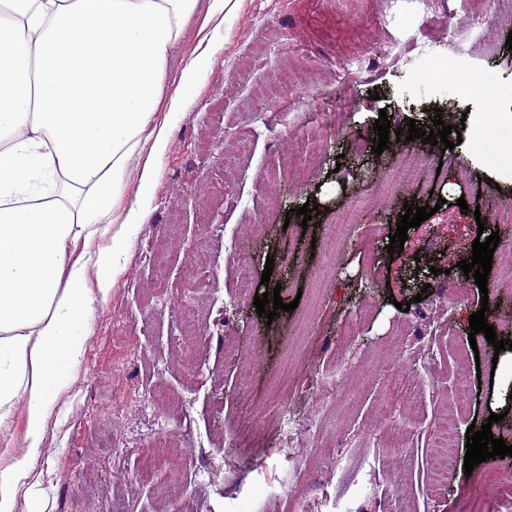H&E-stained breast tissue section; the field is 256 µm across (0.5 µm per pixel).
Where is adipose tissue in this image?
Segmentation results:
<instances>
[{"instance_id":"1","label":"adipose tissue","mask_w":512,"mask_h":512,"mask_svg":"<svg viewBox=\"0 0 512 512\" xmlns=\"http://www.w3.org/2000/svg\"><path fill=\"white\" fill-rule=\"evenodd\" d=\"M197 2L0 0V424L23 404L28 446L0 467V512H15L93 306L143 221L113 203ZM474 139L512 177V113H482Z\"/></svg>"}]
</instances>
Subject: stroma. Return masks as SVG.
Returning a JSON list of instances; mask_svg holds the SVG:
<instances>
[{"label": "stroma", "instance_id": "obj_1", "mask_svg": "<svg viewBox=\"0 0 512 512\" xmlns=\"http://www.w3.org/2000/svg\"><path fill=\"white\" fill-rule=\"evenodd\" d=\"M208 2L168 62L157 120L170 145L154 193L139 196L148 127L115 203L142 206L144 222L94 305L16 512H458L471 423L500 414L491 431L512 445V351L469 328L485 304L512 341V280L500 275L512 253L495 250L487 294L473 285L451 302L437 288L462 278L477 216L512 206V179L470 157L471 129L446 152L420 144L409 170L407 140L374 154L373 124L383 113L394 131L425 124L436 107L445 124L474 121L483 97H448L462 70L512 91V0H474L466 14L448 0H239L211 23ZM201 54L184 90L182 69ZM285 69L308 89L287 111L259 98ZM307 202L320 210L308 228L295 213ZM407 202L434 213L392 255ZM350 206L353 223L337 224ZM374 225L371 265L359 240ZM416 270L422 294L407 285ZM275 289L296 308L270 321L253 301ZM472 345L478 357L459 360ZM450 435L446 476L434 450ZM228 437L245 464L225 467ZM496 471L483 512H512V458Z\"/></svg>", "mask_w": 512, "mask_h": 512}]
</instances>
